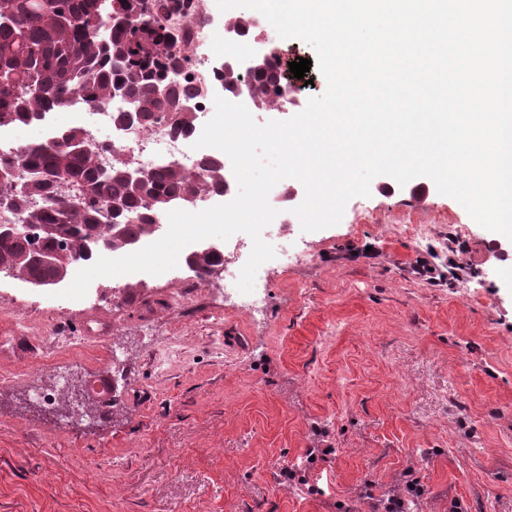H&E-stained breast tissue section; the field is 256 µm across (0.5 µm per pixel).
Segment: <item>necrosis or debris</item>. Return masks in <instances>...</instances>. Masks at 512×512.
<instances>
[{"mask_svg":"<svg viewBox=\"0 0 512 512\" xmlns=\"http://www.w3.org/2000/svg\"><path fill=\"white\" fill-rule=\"evenodd\" d=\"M186 8V15L174 14L168 19L175 35L173 49L187 60L180 71L172 73L171 79L176 83L196 79L198 93L190 100L188 108L194 113L210 114L214 107L206 89L211 85H223L224 73L209 68L201 48L200 31L208 16L207 0H188ZM125 106V101L119 98L113 100L111 106L102 107L77 97L67 108L36 119L34 125L47 129L52 139L72 130L83 131L88 145L99 154L106 167L113 160L130 155L144 173L175 163L193 174H200L203 152L194 146L200 135L199 130H192L187 135L177 133L171 120L166 117L147 130L137 126L115 125L113 112Z\"/></svg>","mask_w":512,"mask_h":512,"instance_id":"necrosis-or-debris-1","label":"necrosis or debris"}]
</instances>
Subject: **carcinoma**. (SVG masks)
Listing matches in <instances>:
<instances>
[{"instance_id": "1", "label": "carcinoma", "mask_w": 512, "mask_h": 512, "mask_svg": "<svg viewBox=\"0 0 512 512\" xmlns=\"http://www.w3.org/2000/svg\"><path fill=\"white\" fill-rule=\"evenodd\" d=\"M151 3L0 0V124L30 122L84 92L101 105L127 100L130 109L115 113L122 124L149 128L166 114L175 130L191 132L195 116L186 106L196 87L171 83L184 58L172 51L174 34ZM284 86L269 69L252 84L274 102ZM20 161V185L0 181V199L11 201L0 225L21 214L32 229L23 237L0 229V273L38 286L66 279L76 263L99 252L132 248L171 202L189 205L224 188L221 157L202 160L204 178L175 164L139 177L121 162L102 167L79 131L27 146ZM114 201L123 205L115 214ZM35 248L53 252L55 263L32 261ZM220 265L221 253L202 247L188 268L204 279Z\"/></svg>"}]
</instances>
